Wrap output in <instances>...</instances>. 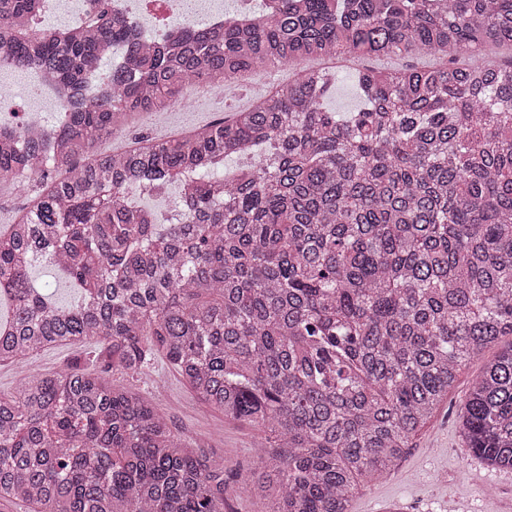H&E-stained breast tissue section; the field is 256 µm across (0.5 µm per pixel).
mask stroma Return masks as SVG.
<instances>
[{
    "label": "stroma",
    "mask_w": 512,
    "mask_h": 512,
    "mask_svg": "<svg viewBox=\"0 0 512 512\" xmlns=\"http://www.w3.org/2000/svg\"><path fill=\"white\" fill-rule=\"evenodd\" d=\"M441 58L421 55L351 57L330 63L323 58H304L293 65L275 66L232 85L223 97H213L195 86L183 100L137 118L99 140L98 153L123 151L135 140L166 139L198 127L230 119L248 108L253 99L287 83L307 68L401 70L407 67L435 68ZM93 343L59 346L39 351L27 360L26 369L54 373L78 364L88 366ZM488 349L473 357L457 373L443 404L412 437L397 465L388 474L358 482L350 503L351 512H386L395 505L402 512H512V470L489 468L467 447L461 429V414L474 378L493 360ZM125 384L150 399L165 416L176 435L188 446L202 448L224 463V512H266L264 500L247 495L242 476L254 469L265 434L260 427L224 416L201 402L184 378L160 355L138 374L125 377Z\"/></svg>",
    "instance_id": "obj_1"
}]
</instances>
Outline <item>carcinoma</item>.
<instances>
[{"label":"carcinoma","mask_w":512,"mask_h":512,"mask_svg":"<svg viewBox=\"0 0 512 512\" xmlns=\"http://www.w3.org/2000/svg\"><path fill=\"white\" fill-rule=\"evenodd\" d=\"M43 2L0 0V69L74 94L55 125L0 123V180L38 185L0 230V362L93 339L100 370L0 394V503L224 512V463L110 378L160 352L264 429L243 485L269 512H350L355 481L390 471L460 367L512 336V0H273L261 23L148 37L112 0L65 28L40 25ZM486 46L508 60L457 65ZM357 54L448 64L358 71L345 114L325 106L336 77L303 70L229 122L92 152L198 83ZM232 157V178L204 175ZM174 184L171 213L129 202ZM41 259L78 288L70 306L32 282ZM463 430L512 469V343L473 381Z\"/></svg>","instance_id":"1"}]
</instances>
